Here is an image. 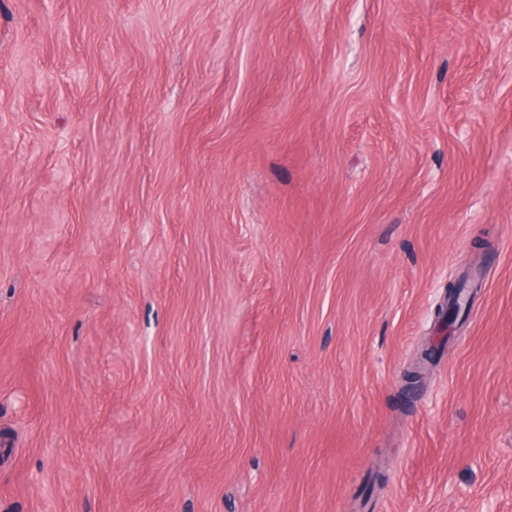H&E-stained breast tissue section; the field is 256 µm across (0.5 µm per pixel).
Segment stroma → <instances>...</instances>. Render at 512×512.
Masks as SVG:
<instances>
[{
	"label": "stroma",
	"instance_id": "1",
	"mask_svg": "<svg viewBox=\"0 0 512 512\" xmlns=\"http://www.w3.org/2000/svg\"><path fill=\"white\" fill-rule=\"evenodd\" d=\"M0 512H512V0H0Z\"/></svg>",
	"mask_w": 512,
	"mask_h": 512
}]
</instances>
